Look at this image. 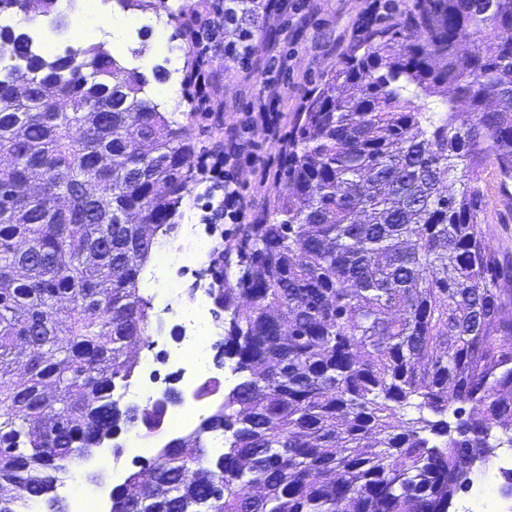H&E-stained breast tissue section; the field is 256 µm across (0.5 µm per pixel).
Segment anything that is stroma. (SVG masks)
I'll return each instance as SVG.
<instances>
[{
    "label": "stroma",
    "mask_w": 512,
    "mask_h": 512,
    "mask_svg": "<svg viewBox=\"0 0 512 512\" xmlns=\"http://www.w3.org/2000/svg\"><path fill=\"white\" fill-rule=\"evenodd\" d=\"M192 0H171L175 13L166 18L162 28L166 49L151 60L125 58L126 66L138 67L149 85L148 95H155L158 85L175 82L180 86L177 101H164L162 110L173 113L183 124L194 146L191 163L185 168L190 181L181 211L200 219L209 210L223 206L224 194L202 179L200 168L210 163V152L243 144L233 167L224 176L230 180L242 201V218L223 219L215 224L216 234L233 237L238 223L257 224L274 218L273 205L286 192L278 177L281 149L288 138L297 112H300L313 88L327 73L372 30L396 27L414 9L415 0H288L287 4L260 5L251 23L254 56L229 60L224 47L235 41L226 30L219 40L207 46V64L195 70L198 52L196 37L218 12V0H210L208 9L191 10ZM182 53L180 67H173L169 49ZM263 106L268 121L260 123L253 106ZM265 172L268 186L256 194L258 172ZM481 228L502 258L512 262V181L501 183L495 165H487ZM135 432L120 427L113 440L105 441L93 455L81 462L82 490L110 486L111 480L99 466L101 459L116 458L125 472L136 466L128 455H115L114 443L134 437Z\"/></svg>",
    "instance_id": "obj_1"
}]
</instances>
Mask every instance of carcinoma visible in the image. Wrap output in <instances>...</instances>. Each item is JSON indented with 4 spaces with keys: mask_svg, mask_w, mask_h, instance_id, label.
Masks as SVG:
<instances>
[{
    "mask_svg": "<svg viewBox=\"0 0 512 512\" xmlns=\"http://www.w3.org/2000/svg\"><path fill=\"white\" fill-rule=\"evenodd\" d=\"M254 2L224 0L233 57L254 51ZM406 28L418 41L370 32L309 97L276 219L225 241L237 272L212 297L238 383L203 425L224 453L167 449L166 494L118 487L111 512H448L474 483L462 461L512 448V276L479 224L487 161L512 179V0H417ZM1 54L19 63L0 72V512H17L118 422H164L112 391L192 146L99 46L48 60L1 27Z\"/></svg>",
    "mask_w": 512,
    "mask_h": 512,
    "instance_id": "obj_1",
    "label": "carcinoma"
}]
</instances>
